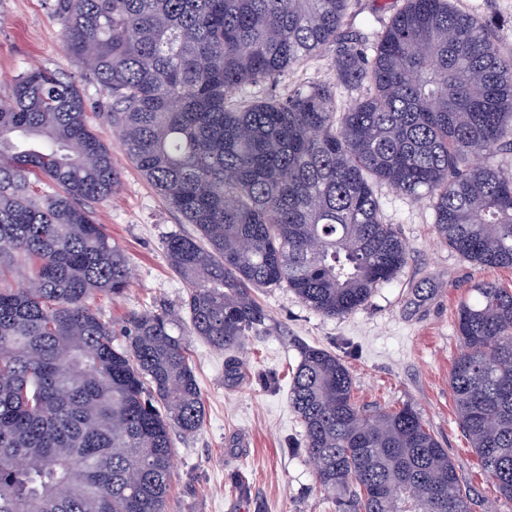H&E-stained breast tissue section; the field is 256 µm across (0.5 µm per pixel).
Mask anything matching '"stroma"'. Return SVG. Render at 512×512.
I'll use <instances>...</instances> for the list:
<instances>
[{
    "instance_id": "35a3bbf8",
    "label": "stroma",
    "mask_w": 512,
    "mask_h": 512,
    "mask_svg": "<svg viewBox=\"0 0 512 512\" xmlns=\"http://www.w3.org/2000/svg\"><path fill=\"white\" fill-rule=\"evenodd\" d=\"M51 0H0V99L16 75L38 65L68 76L95 112V127L112 146L121 174L112 197L95 204L98 223L125 253L130 285L119 297L96 296L93 309L108 322L148 308L179 310L185 282L166 259L164 241L193 233L127 159L119 135L101 115L103 96L68 55ZM461 13L496 23L493 40L512 52V0H451ZM405 0H351V30L376 40ZM335 81L331 52H321L276 82L252 88L251 96H287L303 79ZM385 223L409 249L406 265L379 286L359 309L328 318L306 306L288 287L262 288L255 296L269 315L260 335L245 338L238 356L246 373L224 378L223 352L198 337L187 345L206 408L203 428L190 437L172 433L174 452L166 512H339L320 490L304 447V429L290 406L291 377L301 351L316 346L347 365L354 398L365 408L412 407L454 461L477 503L476 512H512L484 476L458 421L449 387L460 353L458 307L474 286L493 280L512 288V269H484L441 243L434 213L423 203L378 183ZM246 478L250 491L233 488Z\"/></svg>"
}]
</instances>
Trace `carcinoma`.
<instances>
[{"mask_svg": "<svg viewBox=\"0 0 512 512\" xmlns=\"http://www.w3.org/2000/svg\"><path fill=\"white\" fill-rule=\"evenodd\" d=\"M349 3L53 0L128 160L196 234L164 246L187 284L182 313L101 319L88 300L130 280L93 211L118 169L73 82L16 76L0 105V512H164L171 432L205 420L184 333L241 346L268 320L253 290L283 283L326 317L364 305L408 255L376 182L427 200L463 258L512 268V171L485 162L512 152V53L449 0H407L367 58ZM325 48L336 82L237 97ZM340 87L367 93L344 107ZM474 292L449 387L512 502V289ZM290 403L319 486L347 512H473L418 414L361 409L336 354L303 349Z\"/></svg>", "mask_w": 512, "mask_h": 512, "instance_id": "obj_1", "label": "carcinoma"}]
</instances>
